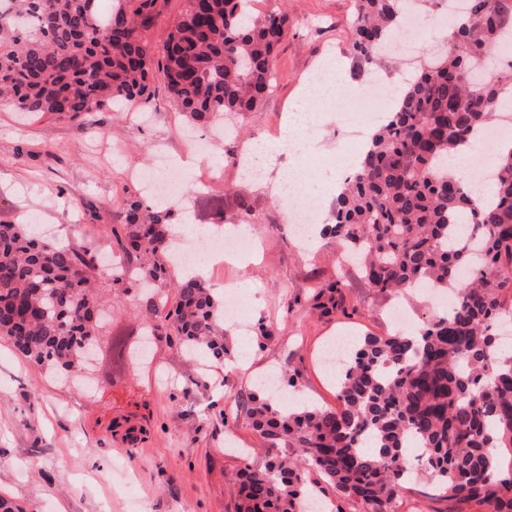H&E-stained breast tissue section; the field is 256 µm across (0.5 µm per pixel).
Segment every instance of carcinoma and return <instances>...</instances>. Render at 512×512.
<instances>
[{"label":"carcinoma","mask_w":512,"mask_h":512,"mask_svg":"<svg viewBox=\"0 0 512 512\" xmlns=\"http://www.w3.org/2000/svg\"><path fill=\"white\" fill-rule=\"evenodd\" d=\"M157 0H115L103 14L90 0H7L0 8V105L75 118L150 98L152 82L187 119L259 110L276 81L275 50L288 35L285 10L252 0H186L159 53L146 31ZM407 0H354L349 52L361 72L396 31ZM448 50L420 64L394 110L371 135L336 196L320 237L362 264L380 293L425 286L453 292L451 308L414 333L357 340L341 371L338 405L275 406L260 387L244 407L270 459L235 474L234 512H304L329 488L366 512H393L411 474L409 451L440 496L512 512V150L492 168L481 201L448 174V152L489 126L512 90V0H467ZM501 54L493 77L477 70ZM169 206L127 198L107 241L118 251L112 288L149 285L146 322L184 352L224 360V302L199 276L171 277ZM97 253L48 240L24 224L0 223V338L61 372L78 369L103 336ZM174 293L168 310L165 289ZM339 282L312 287L316 309L336 311ZM147 430L112 420L125 443Z\"/></svg>","instance_id":"1"}]
</instances>
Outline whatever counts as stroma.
Returning <instances> with one entry per match:
<instances>
[{"label": "stroma", "mask_w": 512, "mask_h": 512, "mask_svg": "<svg viewBox=\"0 0 512 512\" xmlns=\"http://www.w3.org/2000/svg\"><path fill=\"white\" fill-rule=\"evenodd\" d=\"M257 5L285 7L293 23L277 53L275 88L260 111L236 118L240 136L216 148L223 183L192 179L200 159L176 138L186 120L162 84H154L148 103L128 106L121 115L105 110L30 121L0 107V223H18L25 214L71 244L101 242L123 199L142 193L132 173L151 164L161 148L168 163L187 176L176 222L206 225L221 217L235 226L245 219L254 241L251 252L228 254L223 263L203 267L202 277L216 294L238 288L246 301L247 328L226 325L224 362L193 365L175 340L162 336L142 365L116 363L101 353L92 371L100 388L91 392L82 378L60 381L54 370L0 339V494L25 512H233L232 473L244 465L263 466L266 457L243 412L227 409V397L253 392L258 375L288 359L298 375L281 408L302 401L336 406L337 381L318 361L325 343L344 335L387 334L398 308L412 328L440 310L411 290L377 292L339 252L320 244L303 247L276 232L285 212L270 184L296 164L332 179L358 155L324 100L313 104L316 150L276 154L266 167V187L245 180L235 164V155L255 139L280 136L289 109L303 105L305 84L319 74L327 49L342 63V86L360 94L371 79L358 76L349 52L352 0H258ZM408 38L416 55L441 52L436 11L416 16L413 28L396 36L400 42ZM244 204L250 214H242ZM329 279L343 285L342 308L323 317L313 309L308 289ZM142 311L138 290L113 294L107 334L138 337ZM260 323L272 334L263 343L255 334ZM129 415L145 417L148 430L132 447L109 431L112 420ZM419 503L429 512L450 507L422 475L400 490L395 510L411 512Z\"/></svg>", "instance_id": "stroma-1"}]
</instances>
